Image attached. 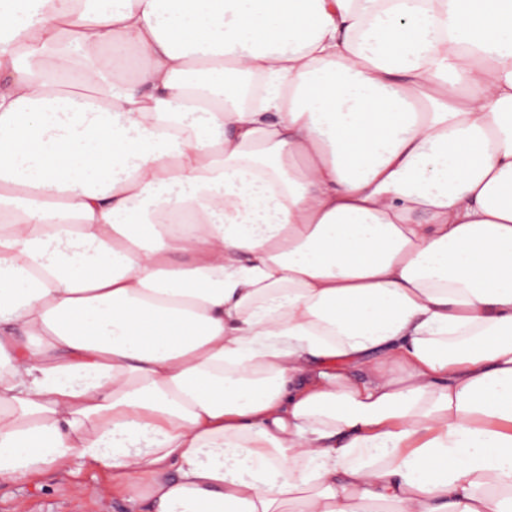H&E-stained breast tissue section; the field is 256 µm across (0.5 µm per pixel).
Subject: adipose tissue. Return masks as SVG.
Returning <instances> with one entry per match:
<instances>
[{"label": "adipose tissue", "mask_w": 512, "mask_h": 512, "mask_svg": "<svg viewBox=\"0 0 512 512\" xmlns=\"http://www.w3.org/2000/svg\"><path fill=\"white\" fill-rule=\"evenodd\" d=\"M84 468L512 512V0H0V480Z\"/></svg>", "instance_id": "adipose-tissue-1"}]
</instances>
